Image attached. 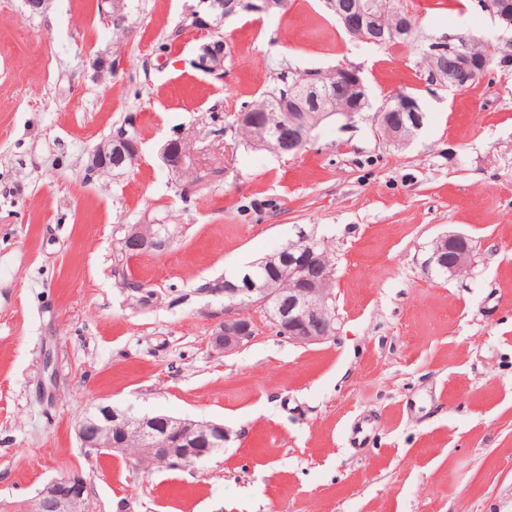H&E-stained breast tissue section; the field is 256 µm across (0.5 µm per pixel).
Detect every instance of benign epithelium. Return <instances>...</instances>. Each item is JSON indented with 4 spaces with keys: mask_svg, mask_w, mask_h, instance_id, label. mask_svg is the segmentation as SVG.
Masks as SVG:
<instances>
[{
    "mask_svg": "<svg viewBox=\"0 0 512 512\" xmlns=\"http://www.w3.org/2000/svg\"><path fill=\"white\" fill-rule=\"evenodd\" d=\"M214 16L210 22L197 13L191 14V25L197 28H211L213 24L240 12L271 13L282 9L286 0H203ZM326 8L350 36L370 43L381 44L380 34L390 37H407L413 26L408 17H400L399 25L388 29L380 17L377 0H325ZM480 8L489 13L506 30L512 31V0H478ZM472 39L443 38L430 41L429 49L436 63L430 71L431 80L448 88H460L467 82L479 78L486 70V61L473 56ZM455 58L456 67L444 65L447 55ZM196 66L208 73L224 69V45L216 41L203 47ZM368 89L360 75V68L354 65L334 69L332 82L323 80V71H305L288 87V100L296 104L299 112H319L324 117L339 115L347 122L354 121L367 98ZM348 105L336 108V96ZM421 107L411 95L396 97L381 109L377 122V137L395 146L409 143L421 129ZM273 117L269 113L259 114L247 107L235 116L233 125L240 128L258 124L267 126ZM138 128L130 122L128 127L116 132L112 139L96 146L92 153L91 170L108 171L112 167V144H117L118 154L126 164H132L138 156ZM167 165L176 174L185 176L189 172L185 137L169 141L163 150ZM465 240L460 234H449L434 242L435 255L456 249V257L448 264V276L459 275L466 270L471 260V251L458 249ZM132 244V251L145 252L155 247V233L151 224H137L125 237ZM293 287L288 289L285 305L266 310L269 321L288 333V339L302 344L316 343L326 335L311 329V321L324 323L326 331H333L335 314L329 304L330 294L316 282L300 274L295 268L288 272ZM274 294L267 289H243L230 281L224 282V299L227 308L235 314L224 317L214 331L215 347L226 353L239 347L254 332L253 321L239 309L255 303L266 305ZM121 424L125 433L132 434L137 447L129 448L125 443L112 440V426ZM76 432L82 447L91 452L105 449L128 455L137 469L149 463L163 460L167 468L180 469L190 463L209 460L224 451V425L198 422L191 419L174 418L166 415H150L139 412L131 406H118L98 402L90 405L77 420ZM31 512H92L84 481L78 476L54 478L38 490L28 503Z\"/></svg>",
    "mask_w": 512,
    "mask_h": 512,
    "instance_id": "1",
    "label": "benign epithelium"
}]
</instances>
